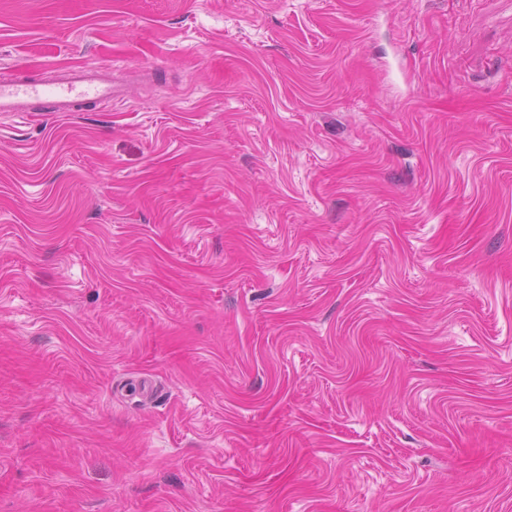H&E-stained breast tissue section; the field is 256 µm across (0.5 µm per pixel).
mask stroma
I'll use <instances>...</instances> for the list:
<instances>
[{
	"label": "stroma",
	"mask_w": 512,
	"mask_h": 512,
	"mask_svg": "<svg viewBox=\"0 0 512 512\" xmlns=\"http://www.w3.org/2000/svg\"><path fill=\"white\" fill-rule=\"evenodd\" d=\"M0 512H512V0H0ZM109 68L51 71L38 83L0 82V112H77L85 102L115 99Z\"/></svg>",
	"instance_id": "1"
}]
</instances>
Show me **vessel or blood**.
Here are the masks:
<instances>
[{
  "mask_svg": "<svg viewBox=\"0 0 512 512\" xmlns=\"http://www.w3.org/2000/svg\"><path fill=\"white\" fill-rule=\"evenodd\" d=\"M108 69L53 71L37 83L0 82V112H73L86 102L115 99Z\"/></svg>",
  "mask_w": 512,
  "mask_h": 512,
  "instance_id": "vessel-or-blood-1",
  "label": "vessel or blood"
}]
</instances>
